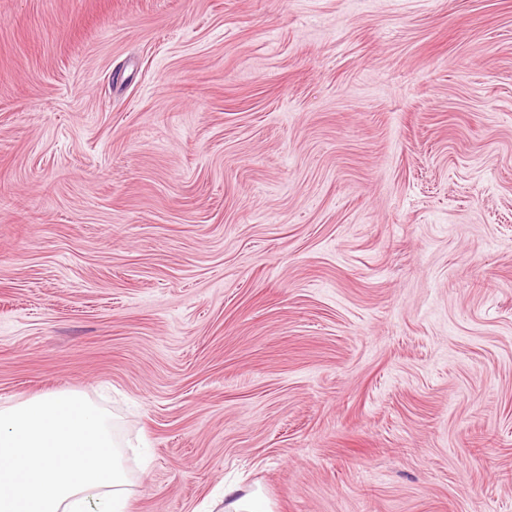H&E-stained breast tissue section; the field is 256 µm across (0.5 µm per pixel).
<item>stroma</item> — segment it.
Here are the masks:
<instances>
[{
    "label": "stroma",
    "mask_w": 512,
    "mask_h": 512,
    "mask_svg": "<svg viewBox=\"0 0 512 512\" xmlns=\"http://www.w3.org/2000/svg\"><path fill=\"white\" fill-rule=\"evenodd\" d=\"M48 391L130 512H512V0H0V404ZM268 502L257 489L243 491L238 486L224 487V512H272Z\"/></svg>",
    "instance_id": "35a3bbf8"
}]
</instances>
